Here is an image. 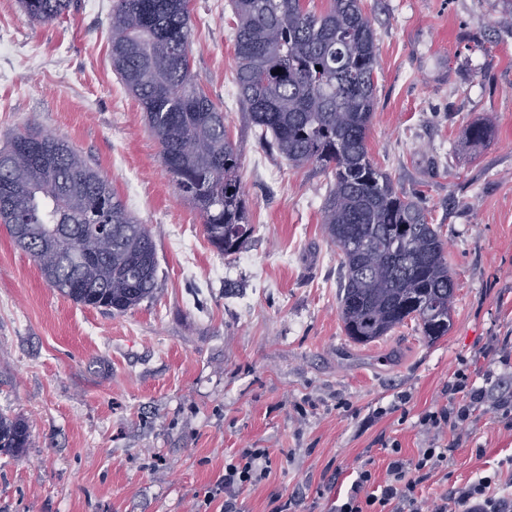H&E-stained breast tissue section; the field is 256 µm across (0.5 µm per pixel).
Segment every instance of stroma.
I'll return each mask as SVG.
<instances>
[{
	"mask_svg": "<svg viewBox=\"0 0 512 512\" xmlns=\"http://www.w3.org/2000/svg\"><path fill=\"white\" fill-rule=\"evenodd\" d=\"M113 0L37 23L0 0V149L32 126L95 161L152 232L157 286L122 314L50 288L0 225V413L27 448L0 453V512H219L204 491L244 448L271 473L238 512H336L387 444L415 457L460 361L512 393V0H361L379 53L371 158L421 197L448 243L453 325L428 342L408 323L362 345L344 333L343 272L321 224L330 179L259 142L235 91L229 0H191L192 65L240 151L255 231L239 254L209 244L175 189L145 114L112 70ZM492 130L476 147L468 127ZM498 474L512 494V434L478 414L429 499Z\"/></svg>",
	"mask_w": 512,
	"mask_h": 512,
	"instance_id": "1",
	"label": "stroma"
}]
</instances>
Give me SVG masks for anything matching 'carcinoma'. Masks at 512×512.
Here are the masks:
<instances>
[{
  "mask_svg": "<svg viewBox=\"0 0 512 512\" xmlns=\"http://www.w3.org/2000/svg\"><path fill=\"white\" fill-rule=\"evenodd\" d=\"M51 23L78 0H19ZM235 80L259 141L295 168L331 175L321 213L344 272L338 315L369 344L408 321L448 335L456 291L447 244L425 209L369 155L376 35L360 0H231ZM190 0H115L111 61L141 105L179 196L198 211L221 255L253 232L224 111L191 64ZM27 128L0 150V223L44 281L76 304L124 313L156 288V245L109 179L66 141ZM112 235V251L99 248ZM29 425L0 414V451L20 453Z\"/></svg>",
  "mask_w": 512,
  "mask_h": 512,
  "instance_id": "carcinoma-1",
  "label": "carcinoma"
}]
</instances>
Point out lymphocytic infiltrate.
Segmentation results:
<instances>
[{
    "label": "lymphocytic infiltrate",
    "instance_id": "f902f5d3",
    "mask_svg": "<svg viewBox=\"0 0 512 512\" xmlns=\"http://www.w3.org/2000/svg\"><path fill=\"white\" fill-rule=\"evenodd\" d=\"M446 401L422 414L418 426L428 445L416 458L407 459L400 448L390 450L387 479L376 484L368 465H360L346 500L336 512H512V499L497 495L491 477L457 487L429 500L417 488L436 472L447 469L454 451L451 434L467 430L475 411L486 401V392L475 386L465 370H457L444 389ZM267 449L245 448L224 467L223 478L206 495L207 501H220L223 512H237L236 488L261 481L270 474Z\"/></svg>",
    "mask_w": 512,
    "mask_h": 512
}]
</instances>
